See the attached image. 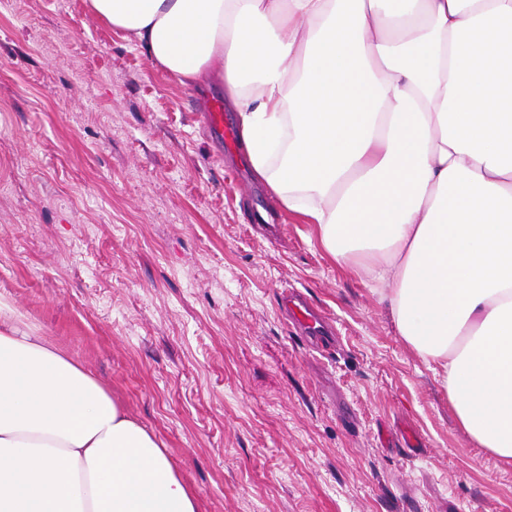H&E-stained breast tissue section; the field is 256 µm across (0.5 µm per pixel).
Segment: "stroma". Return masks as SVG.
<instances>
[{"label":"stroma","instance_id":"1","mask_svg":"<svg viewBox=\"0 0 512 512\" xmlns=\"http://www.w3.org/2000/svg\"><path fill=\"white\" fill-rule=\"evenodd\" d=\"M181 85L86 0H0V304L107 382L201 512H512L368 278L269 240ZM296 289L339 343L283 317Z\"/></svg>","mask_w":512,"mask_h":512}]
</instances>
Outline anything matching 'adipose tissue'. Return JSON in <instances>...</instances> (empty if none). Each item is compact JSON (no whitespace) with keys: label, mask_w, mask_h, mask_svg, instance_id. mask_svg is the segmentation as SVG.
<instances>
[{"label":"adipose tissue","mask_w":512,"mask_h":512,"mask_svg":"<svg viewBox=\"0 0 512 512\" xmlns=\"http://www.w3.org/2000/svg\"><path fill=\"white\" fill-rule=\"evenodd\" d=\"M181 83L224 82L241 150L380 284L469 439L512 464V0H87ZM0 313V512H199L108 386Z\"/></svg>","instance_id":"ef3b65f1"}]
</instances>
